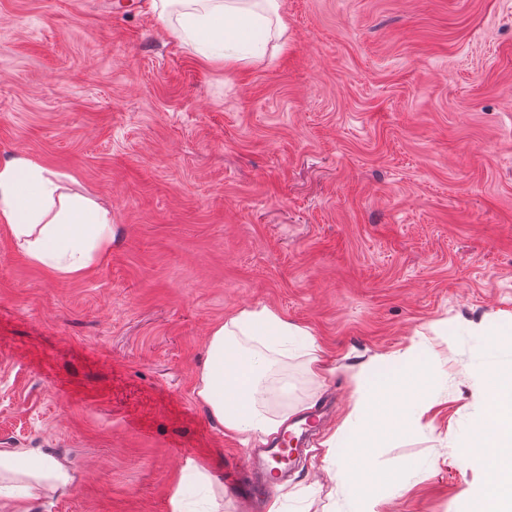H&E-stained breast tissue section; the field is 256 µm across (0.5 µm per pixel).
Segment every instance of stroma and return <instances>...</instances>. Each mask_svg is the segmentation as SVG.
I'll use <instances>...</instances> for the list:
<instances>
[{
  "mask_svg": "<svg viewBox=\"0 0 512 512\" xmlns=\"http://www.w3.org/2000/svg\"><path fill=\"white\" fill-rule=\"evenodd\" d=\"M288 50L205 63L141 0H0V161L72 177L112 213L84 275L31 263L0 228V448L63 459L31 512H171L187 463L205 512H254L196 397L211 328L266 306L313 331L336 372L278 357L271 413L319 415L276 496L353 512L324 440L377 354L422 339L438 416L383 428L380 512H470L507 479L458 444L485 415L483 370L512 372V0H284ZM447 319L451 333L431 326Z\"/></svg>",
  "mask_w": 512,
  "mask_h": 512,
  "instance_id": "obj_1",
  "label": "stroma"
}]
</instances>
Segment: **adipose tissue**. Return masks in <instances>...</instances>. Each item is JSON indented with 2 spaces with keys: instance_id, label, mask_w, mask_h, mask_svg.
I'll return each mask as SVG.
<instances>
[{
  "instance_id": "ef3b65f1",
  "label": "adipose tissue",
  "mask_w": 512,
  "mask_h": 512,
  "mask_svg": "<svg viewBox=\"0 0 512 512\" xmlns=\"http://www.w3.org/2000/svg\"><path fill=\"white\" fill-rule=\"evenodd\" d=\"M142 8L158 16L176 10L174 36L228 69L247 60L252 28L272 27L280 35L288 28L283 0H144ZM0 224L32 262L62 276L83 274L112 248L111 212L93 197L71 192L58 174L30 157L0 161ZM292 346L308 355L312 377L332 375L311 330L269 307L241 310L211 329L196 396L226 436L264 445L288 421V413H268L261 400L271 354ZM433 374L425 347L415 341L403 353L371 358L356 375L351 411L324 445L350 484L357 512H379L376 487L396 481L387 472L366 476L361 450L375 434L364 419L380 414L387 425L408 422L422 429L434 414L424 395ZM486 379L487 414L473 424L461 454L512 472V373ZM70 483L60 459L34 449L0 448V512H30L44 490Z\"/></svg>"
}]
</instances>
